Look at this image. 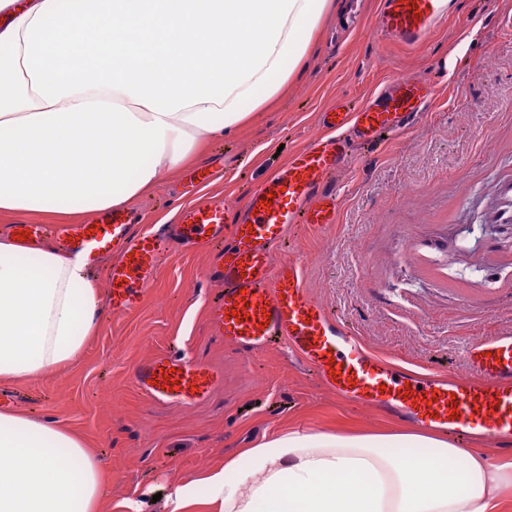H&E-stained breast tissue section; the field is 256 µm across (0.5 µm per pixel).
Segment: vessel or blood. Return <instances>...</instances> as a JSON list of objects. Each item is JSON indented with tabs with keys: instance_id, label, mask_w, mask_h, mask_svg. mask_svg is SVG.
Masks as SVG:
<instances>
[{
	"instance_id": "1",
	"label": "vessel or blood",
	"mask_w": 512,
	"mask_h": 512,
	"mask_svg": "<svg viewBox=\"0 0 512 512\" xmlns=\"http://www.w3.org/2000/svg\"><path fill=\"white\" fill-rule=\"evenodd\" d=\"M448 9L447 0H381L372 33L414 45L446 18ZM432 98L430 82L397 77L360 106L336 100L319 116L326 136L293 153L249 195L237 217L220 204L195 206L183 210L179 223L149 232L141 228L142 214L117 208L80 224L30 225L20 247L37 250L50 236L64 253L91 262L111 257L110 306L116 314L141 305L174 245L211 253L224 294L210 305L208 319L225 341L254 354L287 345L340 402L379 407L431 431L511 442V334L471 343L464 377L419 374L369 353L341 318L310 296L300 262L276 258L289 225L319 233L335 224L338 199L326 184L351 160L344 132L365 143L400 133ZM220 377L217 369L171 352L133 371L138 390L164 405L199 403Z\"/></svg>"
}]
</instances>
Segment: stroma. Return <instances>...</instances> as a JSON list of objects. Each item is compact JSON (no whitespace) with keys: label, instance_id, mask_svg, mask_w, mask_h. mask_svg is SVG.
Returning <instances> with one entry per match:
<instances>
[{"label":"stroma","instance_id":"1","mask_svg":"<svg viewBox=\"0 0 512 512\" xmlns=\"http://www.w3.org/2000/svg\"><path fill=\"white\" fill-rule=\"evenodd\" d=\"M306 69L270 108L207 143L198 164L164 172L132 202L147 228L173 208H241L289 156L322 135L320 112L357 105L393 78L436 81L408 128L353 157L328 188L337 222L288 232L276 256L298 258L311 296L343 317L367 349L422 373H465L474 341L512 332V0H451V14L412 47L377 41L380 0H336ZM213 175L196 190V165ZM209 253L182 248L147 287L140 308L104 310L80 360L0 384V411L52 419L83 434L110 479L103 507L138 499L169 512L172 486L291 427L397 428L386 413L338 402L277 345L249 355L226 342L207 310L224 293ZM172 349L221 369L207 402L159 405L135 387L134 368Z\"/></svg>","mask_w":512,"mask_h":512}]
</instances>
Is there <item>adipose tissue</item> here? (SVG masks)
<instances>
[{
	"label": "adipose tissue",
	"mask_w": 512,
	"mask_h": 512,
	"mask_svg": "<svg viewBox=\"0 0 512 512\" xmlns=\"http://www.w3.org/2000/svg\"><path fill=\"white\" fill-rule=\"evenodd\" d=\"M333 0H0V214L81 218L238 129L298 74ZM79 256L0 238V382L73 363L99 325ZM175 484L211 512H501L512 464L444 435L288 430ZM83 435L0 411V512H101Z\"/></svg>",
	"instance_id": "obj_1"
}]
</instances>
